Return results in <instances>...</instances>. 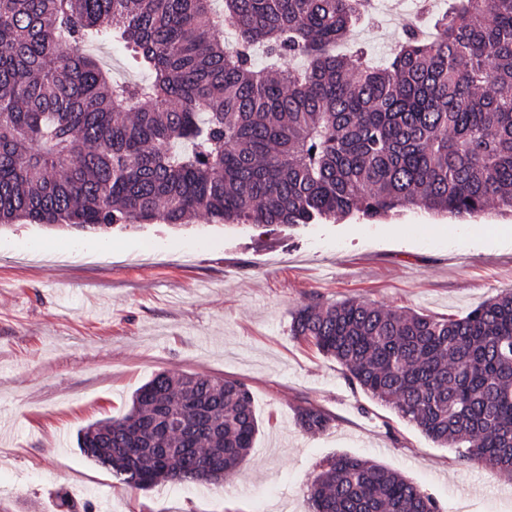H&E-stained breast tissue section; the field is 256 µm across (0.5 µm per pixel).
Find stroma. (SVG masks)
<instances>
[{
	"instance_id": "stroma-1",
	"label": "stroma",
	"mask_w": 512,
	"mask_h": 512,
	"mask_svg": "<svg viewBox=\"0 0 512 512\" xmlns=\"http://www.w3.org/2000/svg\"><path fill=\"white\" fill-rule=\"evenodd\" d=\"M358 41L375 61L404 30L372 0ZM512 289V215L458 220L406 209L275 230L198 218L182 226L0 227V512H310L305 486L348 454L421 486L440 512H512V477L460 466L344 368L289 333L308 304L348 298L460 317ZM174 370L245 382L260 428L223 486L133 490L88 460L81 428L124 415ZM311 403L332 419L301 430ZM295 421L303 431L321 434L330 428L332 419L320 408L308 404L296 408Z\"/></svg>"
}]
</instances>
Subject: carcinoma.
Listing matches in <instances>:
<instances>
[{
	"instance_id": "obj_1",
	"label": "carcinoma",
	"mask_w": 512,
	"mask_h": 512,
	"mask_svg": "<svg viewBox=\"0 0 512 512\" xmlns=\"http://www.w3.org/2000/svg\"><path fill=\"white\" fill-rule=\"evenodd\" d=\"M362 16L363 0H0V224L512 213V0H447L434 35L405 30L383 65L337 50ZM289 332L460 465L512 475V291L460 318L315 303ZM295 421L321 434L332 418L308 404ZM258 432L246 383L167 370L78 444L147 490L224 482ZM306 494L311 512H439L348 455L320 462Z\"/></svg>"
}]
</instances>
